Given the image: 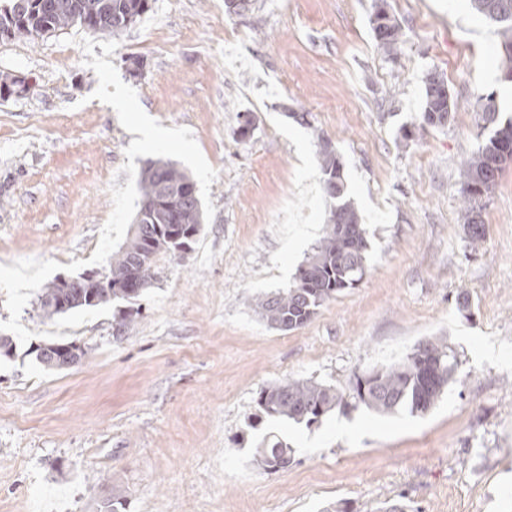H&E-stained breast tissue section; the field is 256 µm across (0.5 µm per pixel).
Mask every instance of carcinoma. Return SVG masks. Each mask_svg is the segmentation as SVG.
<instances>
[{
    "instance_id": "cac0c4a2",
    "label": "carcinoma",
    "mask_w": 512,
    "mask_h": 512,
    "mask_svg": "<svg viewBox=\"0 0 512 512\" xmlns=\"http://www.w3.org/2000/svg\"><path fill=\"white\" fill-rule=\"evenodd\" d=\"M469 2L489 22L495 16L506 17L495 23L501 37L498 70L501 79L512 83V0ZM149 10L150 0H12L11 7L0 9V26L11 25L17 35L24 37H39L46 27L57 32L75 24L117 36L127 28V16H138ZM379 20V14H374L372 30L377 47L392 59L404 33L400 24L387 15L389 38H381ZM439 82L441 78L433 71L424 77L423 122L429 126L442 124L443 115H450L457 108ZM484 100L483 128L490 130V134L459 169L465 204L463 230L473 248L486 238V226L476 203L492 194L503 165L512 160V116L502 117L494 95H487ZM328 143L324 136L317 135L322 189L332 202L325 233L298 268L293 284L255 303L260 317L283 331L307 325L326 301L355 287L365 272L366 228L349 196L340 157ZM139 192L136 214L139 223L133 225L126 244L112 255L104 280L88 288H73L68 293L56 281L49 284L39 295L46 316L141 297L143 289L127 288L125 284L151 283L155 259L150 257L149 240L157 234V228L171 224L182 233L199 234L203 223L200 200L193 180L176 164L162 158L148 162L139 175ZM71 346L70 342L39 346L35 349L36 359L47 367L58 368ZM457 366V356L444 340H426L398 363L354 375L351 398L355 405L383 415H423L434 407L453 381ZM257 404L268 416L308 425L349 406L337 388L310 379H290L275 385L260 394ZM256 462L266 471L286 470L293 462V449L280 440L274 441L258 449Z\"/></svg>"
}]
</instances>
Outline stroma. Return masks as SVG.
<instances>
[{"label": "stroma", "instance_id": "obj_1", "mask_svg": "<svg viewBox=\"0 0 512 512\" xmlns=\"http://www.w3.org/2000/svg\"><path fill=\"white\" fill-rule=\"evenodd\" d=\"M380 0H151L110 62L161 126L189 128L217 178L215 213L190 250L160 255L140 313L125 302L42 316L0 361V512H512V161L481 202L486 240L463 231L459 168L482 144L481 98L501 81L500 38L468 0H381L403 29L396 59L372 30ZM73 26L0 37V74L27 88L0 99V264L89 259L125 186L132 133L98 85ZM141 61L130 74L128 57ZM458 103L423 127V80ZM251 113L248 135L239 116ZM306 115L305 122L295 113ZM344 166L369 247L361 282L305 327L265 323L256 298L292 285L324 233L330 202L317 135ZM467 294L469 311L455 299ZM442 337L455 379L423 416L337 410L313 426L260 414V392L312 379L349 392L355 374ZM78 342V364L47 369L31 346ZM294 461L255 462L268 438Z\"/></svg>", "mask_w": 512, "mask_h": 512}]
</instances>
